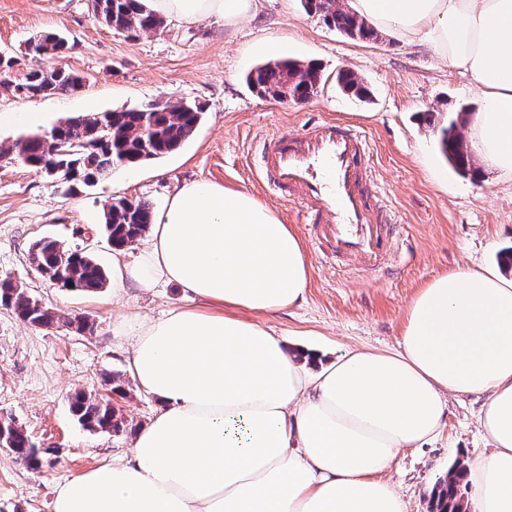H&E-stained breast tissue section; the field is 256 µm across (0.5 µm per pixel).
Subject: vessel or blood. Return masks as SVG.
I'll use <instances>...</instances> for the list:
<instances>
[{"instance_id": "obj_1", "label": "vessel or blood", "mask_w": 512, "mask_h": 512, "mask_svg": "<svg viewBox=\"0 0 512 512\" xmlns=\"http://www.w3.org/2000/svg\"><path fill=\"white\" fill-rule=\"evenodd\" d=\"M255 177L264 189L300 204L318 243L374 264L391 251L394 226L369 187L365 135L320 120L262 138Z\"/></svg>"}]
</instances>
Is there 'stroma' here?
I'll return each instance as SVG.
<instances>
[{"label":"stroma","mask_w":512,"mask_h":512,"mask_svg":"<svg viewBox=\"0 0 512 512\" xmlns=\"http://www.w3.org/2000/svg\"><path fill=\"white\" fill-rule=\"evenodd\" d=\"M47 32L69 37L62 57L28 53L29 41ZM0 52L15 57L17 82L51 67L84 79L79 92L46 98H21L0 87L2 147L78 115L151 100H187L204 112L195 135L177 151L116 169L96 187L70 196L53 179L0 161V277L16 279L61 317L52 327H35L0 307V419L22 427L44 450L37 468L0 450V512H52L59 483L126 453L130 434L85 430L71 416L68 399L79 390L102 394L105 374L128 373L129 341L118 333L119 315L156 319L172 305L192 303L188 291L170 285L131 288L117 302L108 287L71 293L34 270L32 245L46 237L87 250L111 268L113 251L102 225L113 200H142L157 211L183 184L215 182L244 188L275 208L300 234L312 272L303 298L263 322L289 349L317 347L324 363L349 348L398 350L407 306L425 283L460 267L496 266L498 252L512 246V181L491 171L479 178L455 172L422 120L429 110L481 111L469 76L385 34L373 42L349 39L307 13L301 0H261L256 15L233 26L205 19L185 27L170 20L134 41L99 22L87 0H0ZM284 58L320 66V89L310 101L279 104L248 86L251 68ZM342 68L358 76L368 99L341 91L336 74ZM23 112L39 113L38 125L14 121ZM319 119L346 121L366 134L371 182L394 211L402 241L412 246L397 253L387 272L322 255L297 205L255 180L258 138ZM76 315L92 322L93 333L68 325ZM126 389L116 407L132 428L148 424L157 399L131 382ZM485 403L482 395L449 397L439 435L395 458L386 477L409 512H428L431 491L449 469L488 453L490 442L478 423Z\"/></svg>","instance_id":"stroma-1"}]
</instances>
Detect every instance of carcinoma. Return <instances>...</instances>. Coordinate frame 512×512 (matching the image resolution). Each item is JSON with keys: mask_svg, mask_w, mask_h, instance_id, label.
<instances>
[{"mask_svg": "<svg viewBox=\"0 0 512 512\" xmlns=\"http://www.w3.org/2000/svg\"><path fill=\"white\" fill-rule=\"evenodd\" d=\"M100 22L112 30L135 39L139 34L158 31L164 20L146 5L145 0H100ZM305 10L315 14L330 29H336L354 40H375L378 30L352 14L336 9L332 0H304ZM69 49L65 38L47 33L28 47L38 57H61ZM16 61L0 54V80L13 86L16 94L25 97L51 96L74 93L82 86V78L64 69L33 70L21 82L11 80ZM246 82L256 95L277 103L308 100L317 94L321 76L312 63L282 59L258 66L249 71ZM342 90L356 98L368 96V89L354 72L337 74ZM461 109L457 117H448L441 128V145L448 162L459 173L466 175L473 162L464 146L459 128L464 124ZM203 110L187 102L153 100L136 108L94 112L75 118L65 128L55 127L49 132H36L19 139L12 146L0 149V155L40 172L54 165L61 169L67 194L75 186L94 187L103 176L119 167L134 166L156 160L179 149L195 133ZM66 142L67 153H54V142ZM154 221V213L145 201L118 199L104 212V232L108 243L122 247L140 238ZM32 264L43 277L79 292H96L107 281L105 269L91 255L60 250L58 241L41 239L39 249L31 253ZM0 305L14 312L31 325L49 327L60 321V316L48 306L30 301V294L15 280L0 278ZM70 411L77 422L90 431L117 435L127 424L110 400L77 392L70 398ZM15 455L37 467L40 457L30 447L29 435L20 427L11 429ZM459 480L448 477L438 484L434 493L432 512H465L458 498Z\"/></svg>", "mask_w": 512, "mask_h": 512, "instance_id": "cac0c4a2", "label": "carcinoma"}]
</instances>
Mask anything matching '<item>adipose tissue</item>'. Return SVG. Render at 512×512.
<instances>
[{"mask_svg":"<svg viewBox=\"0 0 512 512\" xmlns=\"http://www.w3.org/2000/svg\"><path fill=\"white\" fill-rule=\"evenodd\" d=\"M260 0H147L192 24ZM350 13L467 73L483 169L512 174V0H347ZM312 265L297 230L244 189L171 196L112 293L160 284L195 306L126 319L133 378L160 408L122 461L58 484L53 512H407L384 471L432 440L449 394H483L494 448L464 474L472 512H512V280L464 268L410 302L395 352L351 349L309 372L262 316L300 300Z\"/></svg>","mask_w":512,"mask_h":512,"instance_id":"1","label":"adipose tissue"}]
</instances>
